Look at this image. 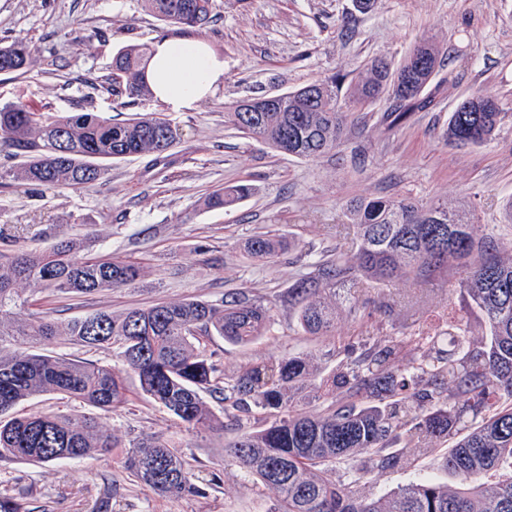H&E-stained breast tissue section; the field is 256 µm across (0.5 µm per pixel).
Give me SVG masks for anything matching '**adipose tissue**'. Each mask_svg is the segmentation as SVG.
I'll return each instance as SVG.
<instances>
[{"instance_id":"1","label":"adipose tissue","mask_w":512,"mask_h":512,"mask_svg":"<svg viewBox=\"0 0 512 512\" xmlns=\"http://www.w3.org/2000/svg\"><path fill=\"white\" fill-rule=\"evenodd\" d=\"M146 80L156 99L182 112L223 84L224 59L202 38H159L151 46Z\"/></svg>"}]
</instances>
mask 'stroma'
Returning <instances> with one entry per match:
<instances>
[{"mask_svg":"<svg viewBox=\"0 0 512 512\" xmlns=\"http://www.w3.org/2000/svg\"><path fill=\"white\" fill-rule=\"evenodd\" d=\"M177 34L140 0H0V42L20 36L34 49L27 73L0 76V105L23 100L52 116L92 112L103 119L164 111L151 97L116 110L104 84L118 48ZM191 35L223 56L224 83L194 108L169 114L178 136L163 158L108 162L102 179L76 189L0 188V228L10 231L0 238V253L89 233L98 252L143 267L132 286L80 298L45 297L42 307L64 321L247 292L272 305L275 330L245 348L215 339L210 349L228 371L254 357L304 353L325 373L343 360L351 335L444 332L466 307L453 270L424 285L418 303L391 311L370 298L359 321H339L335 335L318 342L303 335L282 297L308 273L313 257L339 247L330 227L345 222L347 202L360 195L441 197L475 207L479 223L494 225L500 248L512 254V224L502 218L512 198V0H376L365 14L354 0H215L211 22ZM426 37L441 49L443 65L425 90L429 106L400 125L384 120L387 99L349 111L336 150L304 160L244 139L224 123L237 100L283 93L335 73L350 79L371 59L399 62ZM479 88L505 104L495 137L480 146L446 141L456 105ZM238 183L254 189L238 206H204L209 192ZM260 231L288 238L291 248L275 262L248 264L240 245ZM99 427L126 444L153 437L175 442L195 476L210 481L206 495L149 494L108 457L6 463L0 465V493L23 499L36 512H98L107 490L111 512H272L276 504V492L246 477L227 455L236 435L232 426L196 436L139 400L101 416ZM442 476L432 457L415 464L404 459L391 469L370 466L359 476L350 464L327 472L333 481L357 480L371 498Z\"/></svg>","mask_w":512,"mask_h":512,"instance_id":"stroma-1","label":"stroma"}]
</instances>
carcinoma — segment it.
<instances>
[{"label":"carcinoma","instance_id":"carcinoma-1","mask_svg":"<svg viewBox=\"0 0 512 512\" xmlns=\"http://www.w3.org/2000/svg\"><path fill=\"white\" fill-rule=\"evenodd\" d=\"M145 10L164 26L189 30L210 19L212 0H143ZM33 50L17 38L0 42V74H22ZM150 50L128 46L112 59L109 91L131 104L150 94L145 71ZM440 63V49L429 42L414 47L395 66L377 58L347 88L334 76L280 94L276 104L245 112L236 101L224 122L244 137L300 159L336 149L345 129L344 109L362 110L387 96L386 113L395 124L424 109L422 93ZM504 104L484 90L464 98L448 121V141L481 145L492 140ZM176 142L163 113L106 120L92 112L49 116L18 100L0 106V143L21 159L0 179L53 191L100 180L104 163L141 155H161ZM248 184L218 188L205 200L210 209L230 208L252 195ZM348 222L335 236L347 248L321 255L314 270L288 288V311L304 335L322 338L336 330V291L353 300L364 284L401 279L419 285L454 263L458 286L467 297L466 313L440 337H367L360 352L312 387L319 411L300 396L313 372L312 357L251 358L227 372L213 361L216 337L247 347L271 333L272 309L245 291L214 300L195 298L132 308L120 315L92 312L67 322L45 312L14 318L15 284L32 293L86 296L135 284L139 262L99 254L91 237L59 239L43 251L19 249L0 265V343L17 349L0 354V464L51 463L106 456L121 447L119 437L99 429L97 416L54 412L12 415L21 401L44 393L62 395L103 412L133 399H145L202 435L224 430L203 400L208 393L224 402V416L242 426L257 418L230 444L244 474L275 490L271 512H512V477L496 483L483 474L512 469V255L499 250L493 231L473 223L462 206L446 200L411 197H356L347 205ZM289 248L288 239L257 233L242 245L254 262L268 263ZM483 327L470 336L469 314ZM57 336L81 348L112 345L118 364L83 361L45 352ZM138 380L131 392L126 379ZM476 426L458 436L466 414ZM453 439L445 452L442 445ZM441 453L454 485L437 481L411 484L370 499L356 481L327 479L328 467L363 455L382 468L393 467L411 450ZM148 493L203 496L206 489L174 443L154 438L130 445L120 459Z\"/></svg>","mask_w":512,"mask_h":512}]
</instances>
